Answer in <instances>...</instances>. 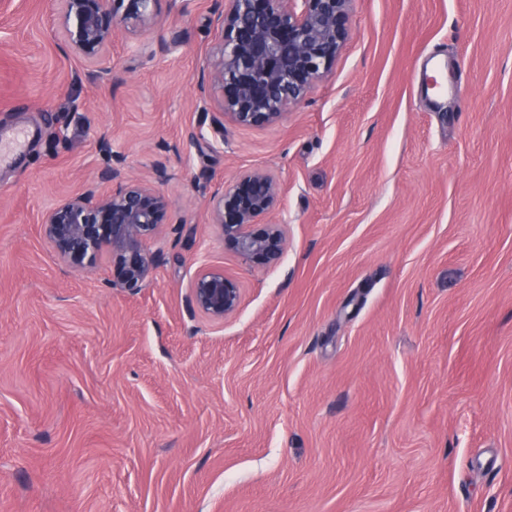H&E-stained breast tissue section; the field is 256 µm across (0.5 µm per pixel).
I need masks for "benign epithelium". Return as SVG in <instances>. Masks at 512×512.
<instances>
[{
	"label": "benign epithelium",
	"mask_w": 512,
	"mask_h": 512,
	"mask_svg": "<svg viewBox=\"0 0 512 512\" xmlns=\"http://www.w3.org/2000/svg\"><path fill=\"white\" fill-rule=\"evenodd\" d=\"M61 35L88 66L84 75L103 77L94 68L119 36L151 28L160 0H58ZM353 0H216L215 60L199 82L201 101L215 98L225 120L241 127L277 123L328 74L348 36ZM108 166L82 192L61 200L42 218V234L72 268L88 269L105 256L112 269L107 284L137 293L151 280L161 256L146 243L171 224L169 202L157 188L164 176L130 178L107 138L98 142ZM282 187L264 170L242 172L212 197V223L221 226L224 244L244 259L279 263L286 251L282 227L265 218L280 204ZM238 283L222 268H207L191 283L190 309L214 322L235 313Z\"/></svg>",
	"instance_id": "obj_1"
}]
</instances>
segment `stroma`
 <instances>
[{"mask_svg":"<svg viewBox=\"0 0 512 512\" xmlns=\"http://www.w3.org/2000/svg\"><path fill=\"white\" fill-rule=\"evenodd\" d=\"M213 6L160 0L93 82L58 0H0V512H512V0H353L325 79L220 131ZM439 70L468 101L421 94ZM102 136L185 225L135 294L40 233ZM251 168L272 266L209 221ZM207 266L241 289L221 323L189 311Z\"/></svg>","mask_w":512,"mask_h":512,"instance_id":"1","label":"stroma"}]
</instances>
